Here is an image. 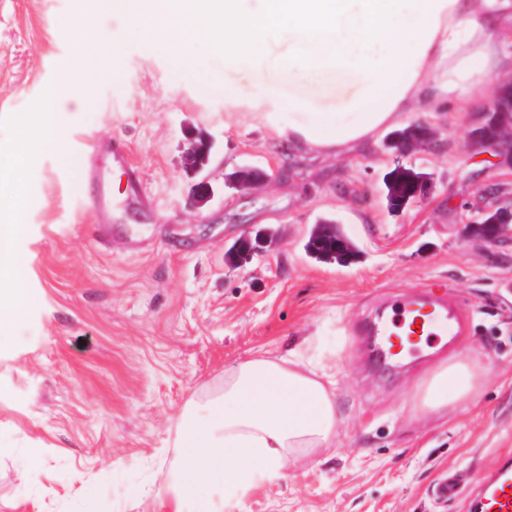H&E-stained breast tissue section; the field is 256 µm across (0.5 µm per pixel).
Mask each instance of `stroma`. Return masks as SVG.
Masks as SVG:
<instances>
[{
	"instance_id": "1",
	"label": "stroma",
	"mask_w": 512,
	"mask_h": 512,
	"mask_svg": "<svg viewBox=\"0 0 512 512\" xmlns=\"http://www.w3.org/2000/svg\"><path fill=\"white\" fill-rule=\"evenodd\" d=\"M73 9L0 0L2 150L74 68L80 43L114 46L96 97L58 113L61 148L34 159L24 206H0L21 227L13 247L32 298L0 353V512H168L159 492L180 463L186 403L223 391L241 361L293 354L335 382L336 444L289 456L281 478L224 512H474L483 479L512 461V235L468 230L492 188L512 202V169L470 149L477 105L410 113L407 125L430 124L440 144L405 158L388 130L341 155L298 152L266 119L287 122V81L225 68L201 37L188 56L167 52L117 14L72 29ZM201 140L214 196L198 206L184 158ZM90 141L100 146L93 190ZM116 143L128 166L113 160ZM401 161L431 173L433 188L396 213L384 177ZM246 167L268 181L225 187ZM324 218L358 249L353 263L307 253ZM263 231L275 245L237 259L236 242ZM441 285L465 305L459 334L375 361L360 324L394 296ZM456 351L488 369L478 396L445 415L416 409L420 377ZM451 472L456 496L436 500Z\"/></svg>"
}]
</instances>
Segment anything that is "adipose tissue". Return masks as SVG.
<instances>
[{"label": "adipose tissue", "mask_w": 512, "mask_h": 512, "mask_svg": "<svg viewBox=\"0 0 512 512\" xmlns=\"http://www.w3.org/2000/svg\"><path fill=\"white\" fill-rule=\"evenodd\" d=\"M260 11L242 0H76L74 17L90 10L119 11L132 25L161 33L178 54L204 34L225 67L259 68L264 46L287 35L288 51L276 77L302 76L312 88L336 92L337 111H309L297 93L298 115L284 134L314 152L344 153L403 122L408 113L470 103L487 79L512 73V0H261ZM112 67V45L83 47L74 70L50 90L37 132L0 153V197L23 205L26 172L37 152L60 145L57 113L87 104L91 75ZM19 225L0 223V335L25 316L30 303L26 269L12 243ZM484 368L456 355L419 382L416 408L444 413L475 398ZM341 414L330 375L298 358L255 357L224 373V390L205 403L188 402L176 419L180 465L163 498L171 512L198 502L201 512H223L211 496L240 501L257 483L277 478L287 455L330 447Z\"/></svg>", "instance_id": "ef3b65f1"}]
</instances>
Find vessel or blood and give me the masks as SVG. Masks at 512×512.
<instances>
[{"instance_id":"vessel-or-blood-1","label":"vessel or blood","mask_w":512,"mask_h":512,"mask_svg":"<svg viewBox=\"0 0 512 512\" xmlns=\"http://www.w3.org/2000/svg\"><path fill=\"white\" fill-rule=\"evenodd\" d=\"M461 309L449 303L447 295L424 300L392 302L388 317L378 323H363L366 335L384 339L392 350L405 346L439 343L458 322ZM478 512H512V465L502 466L484 485L477 503Z\"/></svg>"}]
</instances>
